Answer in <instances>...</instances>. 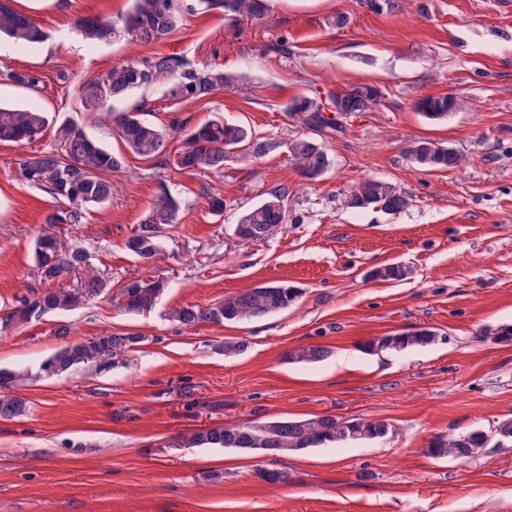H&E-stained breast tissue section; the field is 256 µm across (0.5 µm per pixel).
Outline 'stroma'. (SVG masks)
I'll return each instance as SVG.
<instances>
[{
    "mask_svg": "<svg viewBox=\"0 0 512 512\" xmlns=\"http://www.w3.org/2000/svg\"><path fill=\"white\" fill-rule=\"evenodd\" d=\"M49 39L37 47L0 40V102L70 120L121 151L111 127L83 111L75 91L131 58L177 53L195 64L248 75L242 88L209 101L145 93L147 118L169 129L215 115L255 136L292 139L301 127L283 107L298 95L380 89L374 111L323 137L334 166L304 179L286 149L241 154L223 173L198 176L160 159L127 155L115 190L73 234L113 288L130 275L161 276L155 308L133 316L98 302L69 315L71 337L142 334L128 366L97 374L80 368L28 386L27 416L0 420V512H512V448H489L466 462L426 452L434 436L490 430L512 419V341L487 331L512 324V0H269L262 18L231 22L186 14L159 43L93 46L73 32L87 15L120 17L129 0H13ZM286 42L287 53L273 46ZM12 72L36 77L13 83ZM66 81H59V74ZM455 94L458 112L441 122L414 108L428 95ZM444 143L467 164L424 171L406 151L416 140ZM21 149L0 143V308L34 282L31 243L60 208L23 181ZM391 181L411 198L397 214L348 204L359 182ZM182 199L162 230L176 258L151 266L124 241L147 216L160 181ZM288 188V222L263 242L244 243L239 215L277 186ZM223 196L210 213L207 192ZM404 265L401 280L373 270ZM285 282L301 294L288 310L247 323L185 330L174 308L212 304L240 290ZM54 318L0 334V368L37 369L61 344ZM418 327L438 341L403 353L369 355L379 336ZM245 340L243 354L218 346ZM305 345L330 350L314 365L291 364ZM385 419L378 442L319 448L277 461L184 444L196 430L254 419L313 415ZM261 469L287 472L272 484Z\"/></svg>",
    "mask_w": 512,
    "mask_h": 512,
    "instance_id": "stroma-1",
    "label": "stroma"
}]
</instances>
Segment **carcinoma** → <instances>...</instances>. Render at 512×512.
Returning <instances> with one entry per match:
<instances>
[{"label":"carcinoma","mask_w":512,"mask_h":512,"mask_svg":"<svg viewBox=\"0 0 512 512\" xmlns=\"http://www.w3.org/2000/svg\"><path fill=\"white\" fill-rule=\"evenodd\" d=\"M129 12L120 20L95 15L75 21L79 36L92 45L130 39L140 44L158 43L174 34L184 15L193 9L182 0H131ZM207 11L219 10L224 17L238 22L258 18L267 9V0H196ZM25 45L40 44L47 34L27 14L16 10L11 0H0V35ZM246 81V75L220 68H200L177 54L157 53L112 67L104 75L82 83L77 99L86 112H97L113 124V130L134 155L151 159L167 151L169 133L144 119L143 106L134 102L115 113L111 103L128 100L138 92L160 89L171 100L205 102L218 92L233 91ZM381 102L380 90L363 85L326 96H298L289 100L285 111L308 134L287 142L260 140L247 127L216 116L193 128L183 148L175 155L174 166L191 174L224 172V164L235 153L246 151L262 157L287 147L288 158L300 175L317 180L333 166V159L311 132H346L343 123L327 118L324 110L333 105L343 114L370 112ZM461 99L453 94L420 99L416 108L431 120H440L461 108ZM48 125L45 113L35 109L0 104V142L16 143L24 152L15 160L19 175L28 183L44 188L63 199L68 207L47 216L32 243L35 285L17 300V305L0 315V332L19 324L38 322L48 315H59L84 308L112 290V281L91 262L69 230L83 223L87 212L112 201V180L108 173L125 166V157L108 150L99 140L71 121L56 129L54 144L35 148ZM410 160L425 170L456 169L465 159L456 151L430 139H420L408 149ZM288 187L267 193L258 204L246 209L235 224L234 234L244 241H266L288 223ZM410 198L392 182L367 179L351 191L349 205L365 209L380 207L397 214L409 205ZM181 205L178 194L165 188L154 200L147 217L132 229L133 237L124 241L126 250L147 264L170 258L161 240V226L177 223ZM407 269L386 265L373 271L381 280L403 279ZM70 278L73 284L65 285ZM166 287L162 277L128 278L112 297L115 307L129 314L142 315L153 309ZM298 290L284 283L264 284L243 289L222 301L208 305H186L172 311L171 317L187 330L201 324L249 322L281 313L295 302ZM54 334L65 343L41 364V372L0 370V419L13 420L29 412L22 390L46 375L64 376L79 367L97 373L110 370L120 359L135 351L144 336L128 332H107L86 341H71V327L61 321ZM438 341L435 331H416L380 336L367 344L369 350L399 353L426 348ZM330 351L307 345L288 353V361L317 364ZM391 432L385 419L342 418L336 415L308 418H277L261 422L234 424L199 430L184 439L194 446L224 448L237 453L257 454L262 448L276 449L277 457L298 456L317 448L341 447L354 441H378ZM512 447V419L497 423L493 429H473L437 436L428 446L429 455L466 462L485 453L486 448Z\"/></svg>","instance_id":"obj_1"}]
</instances>
